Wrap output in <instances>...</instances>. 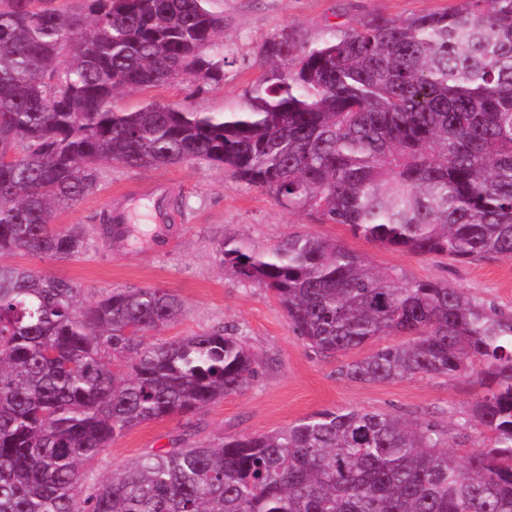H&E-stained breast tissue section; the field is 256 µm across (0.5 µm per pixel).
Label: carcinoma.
Segmentation results:
<instances>
[{"mask_svg":"<svg viewBox=\"0 0 512 512\" xmlns=\"http://www.w3.org/2000/svg\"><path fill=\"white\" fill-rule=\"evenodd\" d=\"M372 17L313 45L269 40V72L237 112L123 91L224 76L210 0H37L0 7V512H512V314L448 284L376 270L335 240L292 232L257 253L215 244L266 288L345 378L475 376L465 424L489 443L461 460L432 421L356 407L260 435L158 449L90 483L85 463L126 431L187 417L259 375L214 327L163 342L183 302L164 288L92 301L60 277L3 262L70 259L80 224L54 208L92 193L101 165L228 170L290 209L387 249L459 263L512 258V0ZM109 241L124 228L100 218Z\"/></svg>","mask_w":512,"mask_h":512,"instance_id":"obj_1","label":"carcinoma"}]
</instances>
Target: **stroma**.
Listing matches in <instances>:
<instances>
[{
  "label": "stroma",
  "mask_w": 512,
  "mask_h": 512,
  "mask_svg": "<svg viewBox=\"0 0 512 512\" xmlns=\"http://www.w3.org/2000/svg\"><path fill=\"white\" fill-rule=\"evenodd\" d=\"M465 0H212L224 15L221 37L227 59L219 84L175 81L117 96L118 108L133 110L158 101L196 112L237 111L269 69L264 43L288 32L299 43L319 42L336 25L353 26L370 16L394 19L452 10ZM161 182L175 185L182 201L177 223L154 242L108 244L99 218L117 202L133 198L147 207ZM59 225L80 224L85 250L65 261L15 257V264L68 279L92 299L113 288L159 287L178 294L183 314L157 332L160 340L191 336L221 325L239 336L255 355L261 371L245 391L224 397L191 418L172 417L141 425L115 439L87 465L90 479L111 476L135 458L158 448L216 442L232 435L268 433L310 414L357 407L449 428L450 450L467 456L486 436L464 421L478 392L468 376H417L362 384L340 377L343 359L326 357L293 330L280 305L257 285L239 282L220 267L215 243L227 237L266 251L294 231L334 239L364 256L372 266L395 270L416 280L446 282L503 313H512V258L495 257L460 264L444 257L417 256L381 247L353 235L340 224H322L308 212L291 210L268 192L247 187L230 173L206 164H183L148 171L118 164L104 166L97 191L57 209Z\"/></svg>",
  "instance_id": "35a3bbf8"
}]
</instances>
